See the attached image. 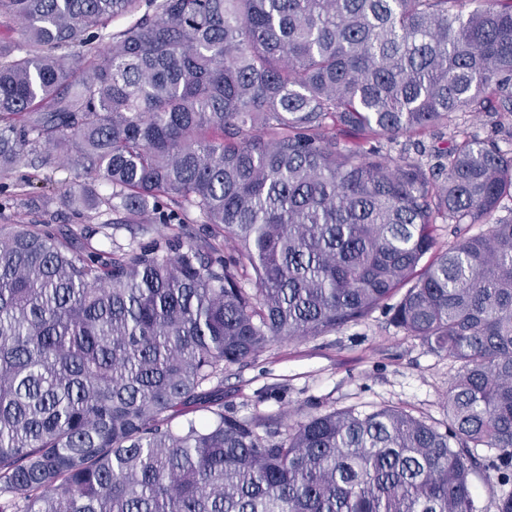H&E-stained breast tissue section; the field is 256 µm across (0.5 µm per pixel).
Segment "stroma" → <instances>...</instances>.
Wrapping results in <instances>:
<instances>
[{"mask_svg": "<svg viewBox=\"0 0 512 512\" xmlns=\"http://www.w3.org/2000/svg\"><path fill=\"white\" fill-rule=\"evenodd\" d=\"M47 183L51 193L71 183L67 169L23 165L0 177V225L40 219L15 200L25 178ZM50 231L67 234L82 255L146 243L171 234L168 224H108L100 217H81L58 207L48 219ZM456 366L447 355L430 352L420 340L393 326L386 308L366 320L320 336L267 345L256 358L225 369L212 387L230 415L256 416L264 428H280L309 413L354 407L362 411L401 406L436 426L446 422L448 385ZM480 465L470 476L474 512H495V500L512 490V470L496 467L498 452L478 449Z\"/></svg>", "mask_w": 512, "mask_h": 512, "instance_id": "obj_1", "label": "stroma"}]
</instances>
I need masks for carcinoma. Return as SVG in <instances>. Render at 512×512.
Instances as JSON below:
<instances>
[{"label":"carcinoma","instance_id":"cac0c4a2","mask_svg":"<svg viewBox=\"0 0 512 512\" xmlns=\"http://www.w3.org/2000/svg\"><path fill=\"white\" fill-rule=\"evenodd\" d=\"M140 9L0 0V27L25 36L0 39V176L53 154L79 179L59 195L78 214L181 224L194 209L210 227L94 258L36 224L0 229L4 507L473 512L475 450L512 468V218L496 217L512 152L462 133L427 168L363 143L460 113L511 120L512 0ZM438 223L488 228L439 251ZM401 288L391 323L458 365L445 431L384 406L262 434L214 399L224 368Z\"/></svg>","mask_w":512,"mask_h":512}]
</instances>
